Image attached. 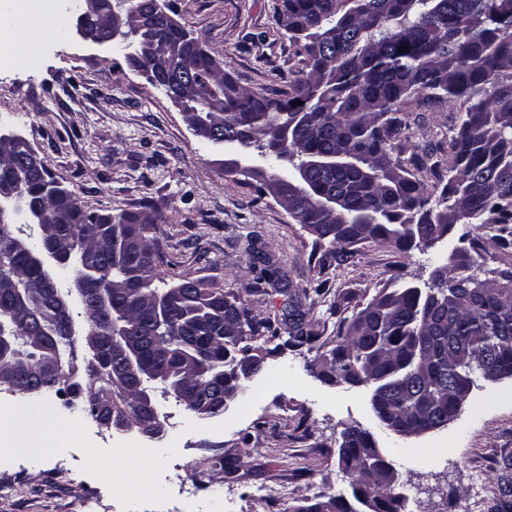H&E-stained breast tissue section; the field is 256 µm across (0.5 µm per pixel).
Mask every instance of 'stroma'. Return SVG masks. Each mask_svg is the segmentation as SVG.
I'll list each match as a JSON object with an SVG mask.
<instances>
[{
	"label": "stroma",
	"mask_w": 512,
	"mask_h": 512,
	"mask_svg": "<svg viewBox=\"0 0 512 512\" xmlns=\"http://www.w3.org/2000/svg\"><path fill=\"white\" fill-rule=\"evenodd\" d=\"M174 17L199 36L225 71L251 90H286L299 62L277 23V0H167ZM81 0H52L63 22L37 65L0 73V124L25 136L55 180L91 212L142 211L155 202L167 217L156 233L166 283L213 281L240 296L257 319L287 336L288 296L316 280L328 294L309 295L300 309L319 327L311 345L265 352V375L248 383L224 415L201 419L174 397H160L168 434H181L166 461L134 459V482L110 468H89L86 457L107 455L124 434L84 418L68 392L51 395L47 426L83 417L67 448L0 452V512H93L101 493L110 512H297L346 492L351 477L339 465L346 428L368 430L398 471L406 512H512V378L477 380L447 426L403 436L374 416L366 386L329 385L312 371L336 334L325 319L330 304L351 317L378 291L428 279L445 262L446 247L407 253L368 241L350 263L326 258L329 246L293 220L272 198L224 171L225 154L197 137L163 88L126 60L125 47L102 50L80 42L73 23ZM455 118L435 105L409 115L406 151L448 147ZM257 251L248 254V243ZM280 269L283 292L258 283L264 265ZM180 473L201 485L195 501L152 499L153 480Z\"/></svg>",
	"instance_id": "1"
}]
</instances>
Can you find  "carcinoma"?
<instances>
[{"label":"carcinoma","mask_w":512,"mask_h":512,"mask_svg":"<svg viewBox=\"0 0 512 512\" xmlns=\"http://www.w3.org/2000/svg\"><path fill=\"white\" fill-rule=\"evenodd\" d=\"M279 23L298 47L300 68L288 91L273 97L242 88L220 69L203 41L184 40L180 23L157 33L154 64L166 82L179 72L194 77L198 92L185 102L214 130L207 141L223 142L261 166L279 202L296 221L326 240L336 263L356 255L355 246L371 241L410 251L411 225H418L421 249L434 247L435 225H462L468 231L425 289V317L414 318L415 298L384 288L352 315L336 320L332 367L345 380L368 374L369 349L379 345L383 374L396 373L389 392L371 403L376 418L399 435H415L421 425H448L462 409L460 387L474 386L484 363L495 365V380L512 378V263L488 266L478 251L476 230L493 233L500 254L512 258V0H278ZM307 103L302 116L293 102ZM448 103L459 112L448 142V162L430 164L416 153L392 156L408 128L406 112L416 105ZM294 145L278 144L283 127ZM307 170L312 193L296 175ZM0 181L24 193L31 211L47 208L49 222L27 232L29 250L77 244L99 265L88 292L112 285V307L123 311L127 334L137 344L148 370L169 384H207L223 391L218 374L234 359H251L256 375L265 373L262 345L279 340L272 327L247 308L242 315L247 342L226 345L224 303L237 298L214 282L180 279L164 291L156 262L157 225L166 217L120 212L112 221L88 224L85 209L50 174L15 163L13 148L0 143ZM322 195L340 201L335 215L319 205ZM32 223L28 213L0 222V375H15L28 394L68 391L93 415L97 398L112 403L109 429L135 425L137 388L117 369L112 343V313L87 302L83 316L96 323L86 340L88 361L83 383L70 382L73 313L57 275L44 280L9 241L15 221ZM288 339L300 348L318 333L306 323L297 303L288 305ZM185 408L201 418L223 411L199 408L188 395ZM339 464L352 481L351 492L370 490L385 512H398L394 489L384 482L392 461L375 447L372 434L353 427L338 449Z\"/></svg>","instance_id":"obj_1"}]
</instances>
